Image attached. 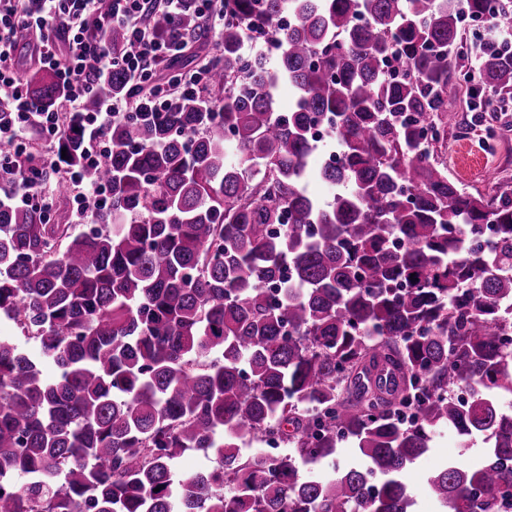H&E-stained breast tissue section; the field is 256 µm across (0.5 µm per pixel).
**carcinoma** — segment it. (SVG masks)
I'll return each mask as SVG.
<instances>
[{
	"label": "carcinoma",
	"instance_id": "carcinoma-1",
	"mask_svg": "<svg viewBox=\"0 0 512 512\" xmlns=\"http://www.w3.org/2000/svg\"><path fill=\"white\" fill-rule=\"evenodd\" d=\"M223 10L208 94L112 121L87 170L110 191L84 200L94 229L0 205V318L40 348L0 336V512H415L405 472L439 428L484 444L428 478L441 512H499L512 500V198L467 192L437 144L455 119L463 14L512 30V0ZM148 16L163 40L210 33L192 6ZM251 33L277 43L275 65L242 52ZM106 42L134 51L118 25ZM472 81L512 100V46L484 42ZM26 85L43 110L63 97L49 71ZM105 92L140 89L116 66ZM331 116L338 158L314 170L311 128ZM82 120L64 117L56 199L84 167ZM20 185L0 169L1 193ZM244 437L286 450L246 458ZM346 444L353 460L322 474ZM190 449L220 469L177 471Z\"/></svg>",
	"mask_w": 512,
	"mask_h": 512
}]
</instances>
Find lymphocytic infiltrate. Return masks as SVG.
I'll use <instances>...</instances> for the list:
<instances>
[{
    "instance_id": "obj_1",
    "label": "lymphocytic infiltrate",
    "mask_w": 512,
    "mask_h": 512,
    "mask_svg": "<svg viewBox=\"0 0 512 512\" xmlns=\"http://www.w3.org/2000/svg\"><path fill=\"white\" fill-rule=\"evenodd\" d=\"M123 25L136 50L114 58L102 35L112 25ZM34 33L33 55L39 68L52 70L65 89L62 111L84 113V155L87 167L98 166L107 153V131L114 118L128 112L155 111L172 96L192 92L204 94L208 80L195 70L173 73L159 84L153 66L165 57L178 55L183 45L159 39L146 16L145 0H0V101L12 104L14 119L0 128V139L8 141L10 154L0 163L23 169V186L14 193L16 203L45 212L51 197L47 184L57 165L28 156L30 133L54 136L61 124L52 112H39L18 73L16 50L23 34ZM121 66L128 80L139 87L134 100L102 98L97 111L86 112L85 104L96 88L90 72L99 77Z\"/></svg>"
}]
</instances>
